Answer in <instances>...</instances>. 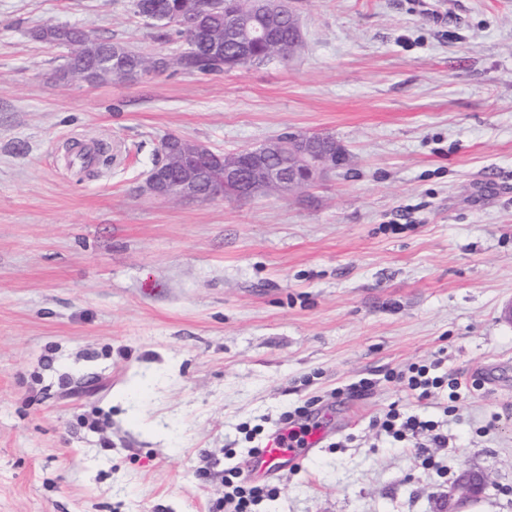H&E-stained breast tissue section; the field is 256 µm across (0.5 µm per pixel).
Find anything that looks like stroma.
Wrapping results in <instances>:
<instances>
[{
	"label": "stroma",
	"mask_w": 512,
	"mask_h": 512,
	"mask_svg": "<svg viewBox=\"0 0 512 512\" xmlns=\"http://www.w3.org/2000/svg\"><path fill=\"white\" fill-rule=\"evenodd\" d=\"M291 6L283 62L64 81L37 24L180 45L132 0H0V512H212L240 424L309 401L336 429L261 512H442L464 469L488 488L463 512H512V0ZM286 132L346 165L288 195L139 191L166 136ZM431 363L459 388L392 377ZM394 404L440 422L436 468L377 426ZM393 377L398 379L406 391L418 400L429 399L435 390L440 389L446 381L447 385L452 388L458 386L455 379H449L448 382V375L431 376L430 368L427 366L410 365L406 370L393 373Z\"/></svg>",
	"instance_id": "1"
}]
</instances>
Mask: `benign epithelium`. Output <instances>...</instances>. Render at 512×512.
Returning a JSON list of instances; mask_svg holds the SVG:
<instances>
[{
	"label": "benign epithelium",
	"mask_w": 512,
	"mask_h": 512,
	"mask_svg": "<svg viewBox=\"0 0 512 512\" xmlns=\"http://www.w3.org/2000/svg\"><path fill=\"white\" fill-rule=\"evenodd\" d=\"M240 22L236 41L247 45L266 37L270 18ZM119 50L96 57L101 79L112 77ZM175 160L167 169L153 168L141 191L161 199H217L226 196L250 197L270 189L290 193L314 184L328 169L344 164L345 155L336 140L327 135L284 133L258 146L241 149L226 157L205 145H188L167 138ZM486 477L476 471L462 472L448 491V512H462L464 506L482 496Z\"/></svg>",
	"instance_id": "obj_1"
}]
</instances>
